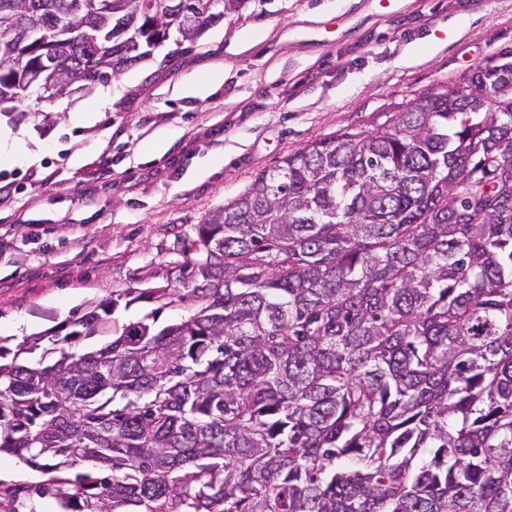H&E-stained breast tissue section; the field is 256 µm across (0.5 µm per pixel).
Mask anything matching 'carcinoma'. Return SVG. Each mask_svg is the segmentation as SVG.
<instances>
[{
  "mask_svg": "<svg viewBox=\"0 0 512 512\" xmlns=\"http://www.w3.org/2000/svg\"><path fill=\"white\" fill-rule=\"evenodd\" d=\"M87 2L0 0V112L250 0ZM179 248L180 321L116 331L113 298L0 345V455L46 475L0 512H512V49L289 153Z\"/></svg>",
  "mask_w": 512,
  "mask_h": 512,
  "instance_id": "cac0c4a2",
  "label": "carcinoma"
}]
</instances>
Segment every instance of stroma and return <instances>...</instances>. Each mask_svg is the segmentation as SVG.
I'll return each instance as SVG.
<instances>
[{
    "mask_svg": "<svg viewBox=\"0 0 512 512\" xmlns=\"http://www.w3.org/2000/svg\"><path fill=\"white\" fill-rule=\"evenodd\" d=\"M512 49V0H249L92 91L0 113V337L187 315L178 238L288 153ZM36 162H29L28 151ZM180 300L161 305L146 292Z\"/></svg>",
    "mask_w": 512,
    "mask_h": 512,
    "instance_id": "obj_1",
    "label": "stroma"
}]
</instances>
